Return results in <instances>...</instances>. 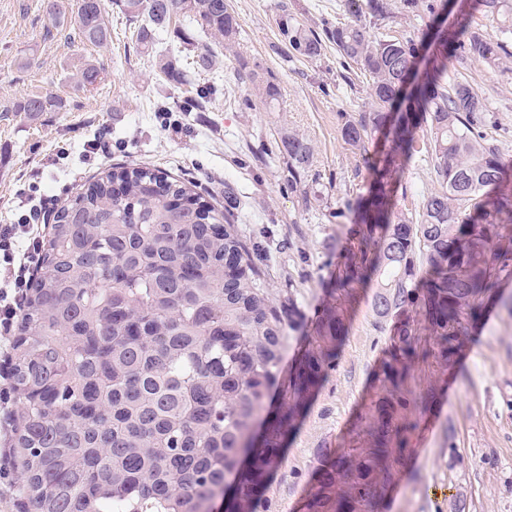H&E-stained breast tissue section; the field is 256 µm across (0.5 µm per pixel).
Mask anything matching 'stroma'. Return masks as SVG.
I'll list each match as a JSON object with an SVG mask.
<instances>
[{
	"mask_svg": "<svg viewBox=\"0 0 512 512\" xmlns=\"http://www.w3.org/2000/svg\"><path fill=\"white\" fill-rule=\"evenodd\" d=\"M340 2L227 0L237 22L232 47L213 70H187L180 87L155 68L159 54L180 47L174 28L158 30L153 49H143L133 37L134 23L113 0H103L111 40L98 48L81 38L74 13L51 25L50 0H0V224L13 221L24 184L37 182L54 213L84 184L120 165L146 166L193 184L219 207L225 186H232L234 223L259 243L270 288L293 289L301 313L288 333L267 419L291 404L289 375L322 312L336 302V272L352 236L350 221H336V204L366 195L371 184L364 158L341 138L345 120L371 106L367 84L346 85L332 48L313 61L287 62L280 52L282 14L317 27L341 17ZM391 3L386 33L433 40L437 26L427 13H407L403 0ZM88 61L103 77L85 91L76 74ZM255 73L276 83L275 109L259 101L241 106ZM450 80L482 97L483 132L512 172V57L495 69L476 60L454 65ZM197 84L214 86V94L198 110L181 111L186 88ZM28 95L60 98L64 108L23 120L11 107ZM163 107L174 126L162 119ZM106 132L111 156L86 153V143ZM287 133L303 135L314 150L305 183L293 191L281 146ZM404 182L405 195L395 199L399 212L417 208L439 188L426 156L407 162ZM372 294L360 288L348 309L336 364L288 434L259 512H304L324 460L362 446L385 349L402 318H420L415 307L402 318H379ZM430 386L433 404L409 438L412 466L399 470L381 512H512V280L488 299L451 371L428 365L416 371L414 389Z\"/></svg>",
	"mask_w": 512,
	"mask_h": 512,
	"instance_id": "1",
	"label": "stroma"
}]
</instances>
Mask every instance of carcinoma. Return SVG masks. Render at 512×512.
Here are the masks:
<instances>
[{
	"mask_svg": "<svg viewBox=\"0 0 512 512\" xmlns=\"http://www.w3.org/2000/svg\"><path fill=\"white\" fill-rule=\"evenodd\" d=\"M147 48L175 17L215 39H231L226 0H116ZM463 18L427 44V64L413 68L411 37L370 33L388 18L389 0H343L345 19L316 31L283 10L285 59H316L336 49L349 84L368 79L372 107L346 121L342 139L367 158L372 184L357 203L355 228L336 276V306L323 312L312 348L290 375L304 402L336 363L345 307L357 288L376 282L373 307L386 318L417 304L420 324L404 322L381 369V395L368 418L365 447L328 460L308 512H377L408 448L412 416L432 390L415 393L416 368L452 367L480 318L484 299L512 278V178L480 130L485 105L473 88L448 93L445 78L461 57L497 67L512 43V0H461ZM481 13L497 21L488 33ZM83 39L111 36L102 0H77ZM200 71L215 68L213 48L182 38ZM167 80L182 68L162 56ZM100 80L92 63L79 86ZM260 97L278 88L252 76ZM64 103L31 95L17 115L33 120ZM288 189L302 184L313 147L290 133ZM428 154L440 189L408 215L394 212L406 160ZM224 211L183 183L148 167H114L54 216L42 269L19 325L13 356L14 443L23 461L28 512H256L280 457L290 412L267 423L255 447L256 421L277 379L286 329L300 318L293 292L275 294L251 243ZM429 341L421 342L420 330Z\"/></svg>",
	"mask_w": 512,
	"mask_h": 512,
	"instance_id": "carcinoma-1",
	"label": "carcinoma"
}]
</instances>
